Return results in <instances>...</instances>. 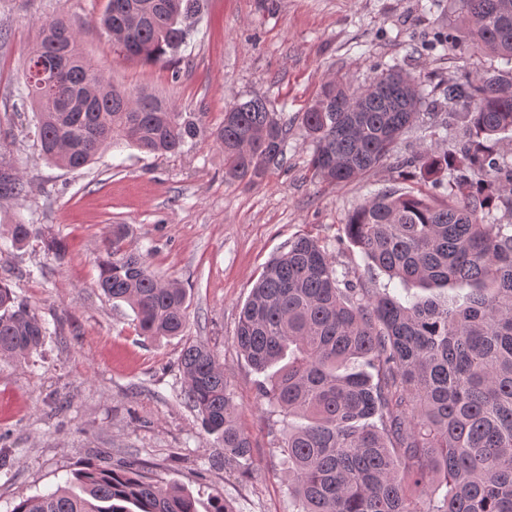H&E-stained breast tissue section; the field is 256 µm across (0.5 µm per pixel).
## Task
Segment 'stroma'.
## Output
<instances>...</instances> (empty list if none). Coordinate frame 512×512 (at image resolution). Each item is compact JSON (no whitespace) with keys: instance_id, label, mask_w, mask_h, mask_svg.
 Masks as SVG:
<instances>
[{"instance_id":"stroma-1","label":"stroma","mask_w":512,"mask_h":512,"mask_svg":"<svg viewBox=\"0 0 512 512\" xmlns=\"http://www.w3.org/2000/svg\"><path fill=\"white\" fill-rule=\"evenodd\" d=\"M105 5L0 0V149L29 184L22 203L0 200V224L20 219L37 229L23 247L0 250V282L52 331L24 359L0 356V512L89 462L137 463L163 482L224 499L233 512H288L279 416L259 396L264 374L234 342L240 308L261 267L303 233L325 247L339 276L366 277L364 255L343 232L347 214L388 189L447 201V184L417 183L407 163L423 147L447 148L462 129L421 114L383 166L335 186L313 178L314 143L298 114L331 78L360 88L396 66L439 100L449 83L506 63L474 53L449 0H201L186 43L161 63L113 54L97 22ZM59 15L76 24L81 51L106 81L154 92L193 120V143L167 155L108 148L75 171L46 163L22 70L40 24ZM450 31L453 43L437 49ZM253 97L288 122L286 164L255 184L228 182L215 133L230 103ZM116 224L162 280L186 288L183 335L140 336L131 308L100 290L102 241ZM50 236L63 238L64 259L46 251ZM188 340L224 365L251 440L245 466L225 467L223 449L184 398Z\"/></svg>"}]
</instances>
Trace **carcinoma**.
Instances as JSON below:
<instances>
[{
  "instance_id": "carcinoma-1",
  "label": "carcinoma",
  "mask_w": 512,
  "mask_h": 512,
  "mask_svg": "<svg viewBox=\"0 0 512 512\" xmlns=\"http://www.w3.org/2000/svg\"><path fill=\"white\" fill-rule=\"evenodd\" d=\"M478 52L512 61V0H454ZM198 0H107L100 23L112 52L162 62L189 36ZM66 56L57 77L33 65ZM45 159L79 169L106 146L178 153L198 126L161 98L117 88L79 50L64 17L43 23L24 70ZM450 126L465 119L458 147L423 148L413 160L425 182L448 176V203L384 191L350 212L348 241L370 269L405 286L470 287L464 303L401 302L368 280L341 278L319 241L303 235L272 257L243 305L235 343L267 374L259 396L290 418L280 429L288 462L289 512H512V169L495 143L512 132V69L491 68L448 85ZM440 105L421 82L390 68L359 90L325 81L300 120L315 143L310 168L340 185L380 167L420 111ZM288 123L253 97L230 104L216 132L224 178L256 183L286 164ZM0 200H22L27 183L0 151ZM35 225L0 232L19 248ZM99 288L134 312L150 338L179 336L186 291L155 276L125 246L121 224L106 239ZM49 335L45 321L0 284V355L24 358ZM184 396L224 448V464L251 459L224 365L201 342L185 343ZM446 487L438 498L433 485ZM233 512L134 467L87 465L65 485L21 500L12 512Z\"/></svg>"
}]
</instances>
